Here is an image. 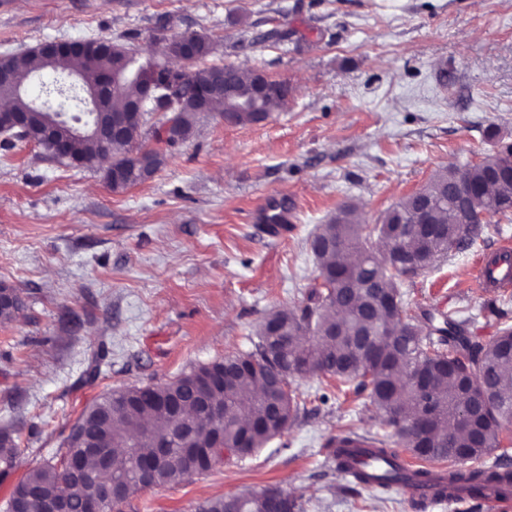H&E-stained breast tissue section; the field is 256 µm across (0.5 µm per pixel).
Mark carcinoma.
Wrapping results in <instances>:
<instances>
[{
    "instance_id": "1",
    "label": "carcinoma",
    "mask_w": 512,
    "mask_h": 512,
    "mask_svg": "<svg viewBox=\"0 0 512 512\" xmlns=\"http://www.w3.org/2000/svg\"><path fill=\"white\" fill-rule=\"evenodd\" d=\"M94 49L90 72L96 76L126 69L125 81L112 89L111 115L122 114L141 99L135 78L138 60L126 55L125 46L104 39H87ZM78 54L62 51L47 55L33 49L25 55L11 56L0 67L11 72L17 86L25 87L31 76L46 72L57 76L72 70ZM224 98L221 111H237L238 124H253L252 111L241 109L253 103L269 112L283 101L281 97L254 95L255 78L233 64L223 65ZM15 112L28 113L29 141L43 145L39 131L47 111H32L33 101L25 93H5ZM184 139L193 134L198 112L194 95L187 91L178 111L171 118ZM142 134V125L131 122L126 137L112 143V158L126 165L121 177L110 188L123 191L151 178L168 160L159 148H143L146 166L134 169L129 155ZM499 163L503 175L499 183L487 184L477 167L471 168L466 189L481 197L480 208L487 218L512 221V208L502 200L512 198V143L499 140ZM70 152L85 160V168L95 167L104 153L100 142L88 137H73ZM435 204V220L440 235L421 230L406 239H396V223L406 218L412 200L404 198L383 216L381 224L371 228L363 223L353 207L336 211L317 236L340 240L345 252L310 248L318 264V273L336 282L335 290L314 288L307 303L298 310L279 309L261 322L254 350L228 353L210 363L199 364L163 384L148 387L150 399L141 397L143 388L129 387L111 391L88 404L75 419L63 439L56 459L28 470L13 485L4 503L10 512L18 503L29 512H53L62 502L65 512H87L91 501L102 500L107 492L115 494L106 512L125 503L131 496L155 487L179 484L202 475L222 463L224 457L242 458L262 450L282 435L300 410L297 396L290 389L293 370L307 376L335 380L365 393L385 424L393 428L399 418L425 420L408 433L397 436L412 457L423 462L412 466L386 440L367 439V456L379 460L381 473L362 469L352 472L353 483L370 481L382 489L392 486L415 487L445 483V489L464 493L476 502L483 490L493 486L503 495H512V459L497 456L495 464L487 458L501 448L503 424L512 421V324L508 313L489 300L486 312L503 320L498 335L482 344L467 335L466 322L453 314L442 313L423 318L405 316L403 325L390 321L392 310H404L403 278L419 275L436 259L452 250L470 246L474 237L456 223L450 208L460 187L448 181L443 172L424 187ZM386 238L401 261L420 260L413 270L386 265L374 259V239ZM493 388L494 399L470 425L460 424L462 404L483 394L484 385ZM193 422L189 441L179 439L169 460L144 472L140 463L154 457L156 441L175 434L177 422ZM121 456H115V449ZM467 448L466 470L455 468L458 449ZM19 447L14 430L0 431V482L11 475ZM448 462L438 472L429 463ZM269 490L252 495L220 496L199 503L197 512H303L293 498L279 502L268 496Z\"/></svg>"
}]
</instances>
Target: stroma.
Returning <instances> with one entry per match:
<instances>
[{"label": "stroma", "mask_w": 512, "mask_h": 512, "mask_svg": "<svg viewBox=\"0 0 512 512\" xmlns=\"http://www.w3.org/2000/svg\"><path fill=\"white\" fill-rule=\"evenodd\" d=\"M165 20L210 37L211 62L263 71L292 93L259 124L201 115L153 178L120 193L101 168L0 139V285L24 299L0 324V429L21 432L20 475L56 454L99 395L252 351L269 312L306 300L318 275L308 241L338 207L380 223L448 166L512 139V0H6L0 55L94 38L145 59ZM281 192L298 218L273 237L248 216ZM509 236L511 222L481 225L473 245L404 279L407 312L456 311L470 335L492 340L500 324L482 306L495 295L512 310V289L490 293L478 268ZM100 351V374L85 381ZM293 386L302 409L281 437L123 512H195L271 486L304 512H468L417 504L398 486H353L327 443L345 428L383 436L380 416L335 381Z\"/></svg>", "instance_id": "stroma-1"}]
</instances>
